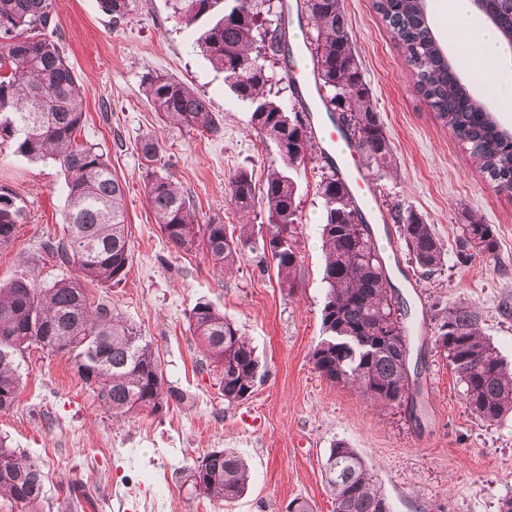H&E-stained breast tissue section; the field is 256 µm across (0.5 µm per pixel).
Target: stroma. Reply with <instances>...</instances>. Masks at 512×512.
Segmentation results:
<instances>
[{
	"mask_svg": "<svg viewBox=\"0 0 512 512\" xmlns=\"http://www.w3.org/2000/svg\"><path fill=\"white\" fill-rule=\"evenodd\" d=\"M371 102L390 140V172L354 164L367 180L365 216L389 276L414 324L411 366L419 379L413 403L381 407L362 393L326 380L310 354L322 336L325 284L318 184L328 169L319 135L296 175L299 266L291 291L254 254L217 271L204 251L178 252L156 224L140 176L139 142L150 135L159 156L187 189L200 218L228 224H266L264 209L243 214L226 195L236 170L263 184L276 157L272 143L250 127L252 109L224 84L222 73L193 50L194 30L176 24L172 0H131L128 23L113 28L98 0H56L65 55L81 87L82 137L106 152L125 188L131 260L117 284L91 283L98 303L116 309L151 342L166 384L185 395L162 414L118 421L79 377L73 356L29 348L18 405L0 412V437L41 461L45 496L25 506L0 498V512H285L292 499L313 512H333L323 462L338 441L365 460L391 512H498L512 495V418L489 424L466 409L460 387L434 349L433 303H459L482 314L485 334L512 363V196L498 193L465 147L415 94L393 33L371 0H342ZM169 74L206 95L223 131L211 136L166 124L148 106L142 79ZM64 177L51 162L0 153V188L19 197L27 219L14 242L0 249V283L23 274L37 285L72 276L42 244L61 238ZM433 224L450 255L441 274L424 278L390 216L393 204ZM478 216L494 225L499 248L491 257L458 264L457 225ZM206 301L249 336L270 368L252 397L227 404L221 374L210 366L188 329V314ZM228 448L249 466L247 492L226 503L193 492L186 474L205 452Z\"/></svg>",
	"mask_w": 512,
	"mask_h": 512,
	"instance_id": "stroma-1",
	"label": "stroma"
}]
</instances>
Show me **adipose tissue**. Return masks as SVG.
I'll return each instance as SVG.
<instances>
[{"instance_id":"obj_1","label":"adipose tissue","mask_w":512,"mask_h":512,"mask_svg":"<svg viewBox=\"0 0 512 512\" xmlns=\"http://www.w3.org/2000/svg\"><path fill=\"white\" fill-rule=\"evenodd\" d=\"M438 6L447 10L459 26L470 32L469 41L460 45L459 50L466 56L471 69L479 73L485 72L490 66L501 69L498 37L492 28L485 26L482 17L473 10L470 0H439Z\"/></svg>"}]
</instances>
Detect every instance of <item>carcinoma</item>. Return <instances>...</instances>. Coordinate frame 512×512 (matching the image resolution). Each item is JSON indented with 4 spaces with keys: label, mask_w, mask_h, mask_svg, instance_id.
I'll list each match as a JSON object with an SVG mask.
<instances>
[{
    "label": "carcinoma",
    "mask_w": 512,
    "mask_h": 512,
    "mask_svg": "<svg viewBox=\"0 0 512 512\" xmlns=\"http://www.w3.org/2000/svg\"><path fill=\"white\" fill-rule=\"evenodd\" d=\"M112 27L127 23L130 0H100ZM273 0H174L175 17L185 27L203 22L193 48L224 72V84L252 107L251 124L262 140H271L277 159L266 170L261 194L245 168L228 180L227 197L236 209L261 206L267 235L255 237L248 224L228 231L219 217L200 222L192 196L167 166L158 165L152 137L139 143L141 179L155 222L172 248L205 247L211 261L233 268L244 251L260 255L276 270L280 287L292 290L299 265L297 185L292 173L305 163L308 123L297 125L296 105L274 90L266 62L288 60L286 33L274 26ZM372 9L392 30L413 78L416 95L465 143L486 178L512 193V133L473 94L448 59L429 24L426 0H372ZM492 27L512 38V0H490ZM300 15L311 32L307 50L321 103L353 136L354 145L379 171L392 165V147L371 105L370 90L353 52L348 21L340 0H302ZM64 37L54 0H0V151L36 160L50 159L64 175L67 236L44 244L48 255L78 274L39 287L25 275L0 286V412L13 409L21 388V359L35 345L75 355L81 380L98 389L102 406L115 419L137 411L153 415L184 401L165 386L161 364L151 343L119 313L95 304L86 283H119L131 259L124 207L125 189L112 174L106 153L80 139L85 110L75 73L64 55ZM143 95L156 112L177 127L217 135L222 131L209 99L162 73H149ZM321 239L326 252L322 308L325 337L310 360L320 376L358 389L381 406L413 398L408 374L411 332L394 310L386 265L376 249L374 232L337 171L322 174ZM399 225L411 260L426 277L443 270L448 250L432 225L397 204ZM25 213L12 193H0V248L15 239ZM461 264L475 254L497 250L493 225L475 217L459 225ZM436 352L448 360L471 415L497 423L512 416V366L484 336L482 316L469 305L437 309L432 315ZM189 329L222 374L224 402L248 400L263 383L268 367L251 340L212 304L198 301L188 315ZM333 512H390L389 501L362 456L345 443L329 450L323 465ZM191 487L218 501L230 502L248 486V468L235 452L213 449L190 467ZM0 495L30 506L44 496L40 461L0 439Z\"/></svg>",
    "instance_id": "cac0c4a2"
}]
</instances>
